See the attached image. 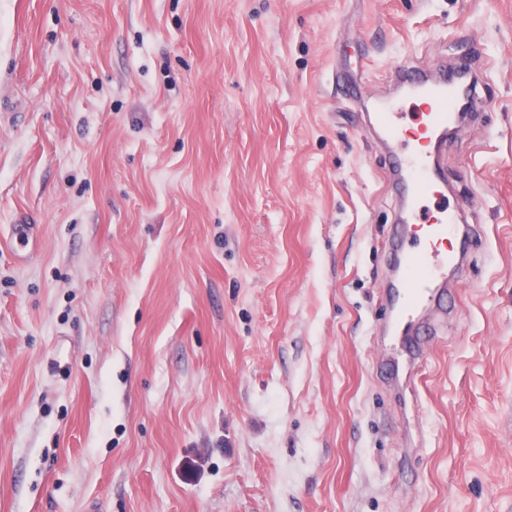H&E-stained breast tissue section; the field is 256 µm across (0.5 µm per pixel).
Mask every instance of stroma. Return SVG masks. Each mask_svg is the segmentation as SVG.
I'll list each match as a JSON object with an SVG mask.
<instances>
[{
	"instance_id": "1",
	"label": "stroma",
	"mask_w": 512,
	"mask_h": 512,
	"mask_svg": "<svg viewBox=\"0 0 512 512\" xmlns=\"http://www.w3.org/2000/svg\"><path fill=\"white\" fill-rule=\"evenodd\" d=\"M408 56L488 67L431 336L365 128ZM93 506L512 512V0H0V512Z\"/></svg>"
}]
</instances>
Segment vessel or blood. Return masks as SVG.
Listing matches in <instances>:
<instances>
[{
  "instance_id": "obj_1",
  "label": "vessel or blood",
  "mask_w": 512,
  "mask_h": 512,
  "mask_svg": "<svg viewBox=\"0 0 512 512\" xmlns=\"http://www.w3.org/2000/svg\"><path fill=\"white\" fill-rule=\"evenodd\" d=\"M463 83H434L420 76L414 67L401 71L404 100L380 101L368 117L370 128L385 142L393 144L394 170L403 186L404 221L418 227L424 242L419 248L402 253L400 270L403 298L395 317L406 321L417 307L429 302L445 279L450 265L459 263L476 237V229L466 224L460 208L444 207L430 212L424 200L442 194V181L436 169V157L414 143L415 136L424 142H443L444 134L455 120L462 105H474L477 96L478 70L473 64H461ZM418 108L417 129L404 121V101Z\"/></svg>"
}]
</instances>
